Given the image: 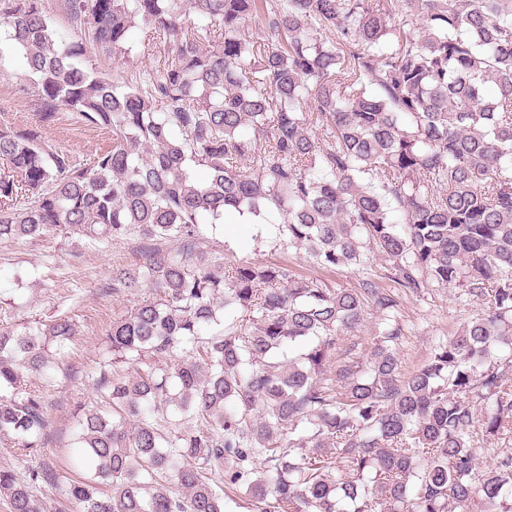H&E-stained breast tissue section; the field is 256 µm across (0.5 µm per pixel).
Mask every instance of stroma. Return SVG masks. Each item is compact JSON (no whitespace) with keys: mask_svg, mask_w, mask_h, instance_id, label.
<instances>
[{"mask_svg":"<svg viewBox=\"0 0 512 512\" xmlns=\"http://www.w3.org/2000/svg\"><path fill=\"white\" fill-rule=\"evenodd\" d=\"M38 89L34 75L5 30H0V126L24 129L36 123ZM46 141L68 150L77 163H90L111 143L110 133L86 126L75 113L63 112L43 129ZM202 260L216 273L226 261L247 260L288 266L297 275L325 281L335 288H354L359 276L340 267L324 269L311 263L305 252L279 246L252 224L223 222L204 228ZM136 244L129 239L89 241L54 236L20 240L0 246V330L21 331L65 317L76 334L62 363L63 374L42 393L49 405L47 438L35 454L25 455L14 437L0 435V469L28 480L39 464L51 465L64 477H72L78 404L97 401L93 380L109 357L107 334L113 321L130 312L148 291L135 288L112 295L103 292L116 266L139 263ZM458 289L431 287L420 295L400 300L398 314L405 336L398 347L405 369L423 363L433 348L451 338L458 327L481 311L478 303L460 305Z\"/></svg>","mask_w":512,"mask_h":512,"instance_id":"35a3bbf8","label":"stroma"}]
</instances>
